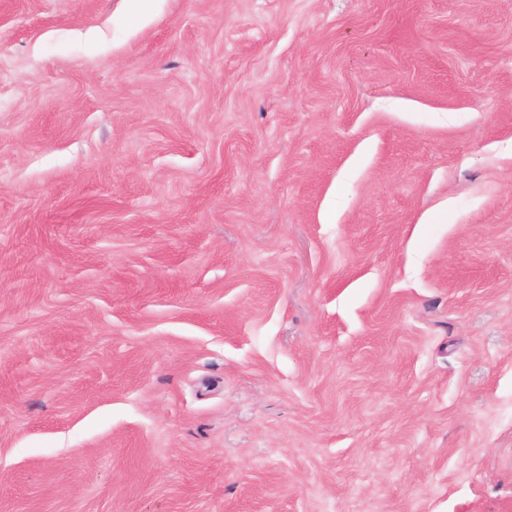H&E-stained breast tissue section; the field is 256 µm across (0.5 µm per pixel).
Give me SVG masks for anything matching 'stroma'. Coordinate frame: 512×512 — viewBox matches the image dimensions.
Here are the masks:
<instances>
[{"label":"stroma","instance_id":"stroma-1","mask_svg":"<svg viewBox=\"0 0 512 512\" xmlns=\"http://www.w3.org/2000/svg\"><path fill=\"white\" fill-rule=\"evenodd\" d=\"M0 512H512V0H0Z\"/></svg>","mask_w":512,"mask_h":512}]
</instances>
